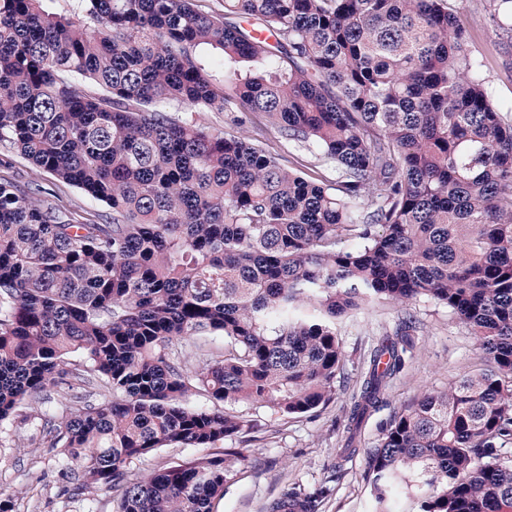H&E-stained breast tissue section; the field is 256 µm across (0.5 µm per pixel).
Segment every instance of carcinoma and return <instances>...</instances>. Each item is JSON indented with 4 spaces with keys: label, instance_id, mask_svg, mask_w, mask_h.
Instances as JSON below:
<instances>
[{
    "label": "carcinoma",
    "instance_id": "carcinoma-1",
    "mask_svg": "<svg viewBox=\"0 0 512 512\" xmlns=\"http://www.w3.org/2000/svg\"><path fill=\"white\" fill-rule=\"evenodd\" d=\"M0 0V145L105 203L92 222L0 181V424L61 380L112 400L43 413L73 494L122 485L116 512H214L238 448L129 478L159 448L302 415L336 394L337 326L378 302L448 305L491 366L429 389L367 450L373 512H512V104L450 0ZM217 50L202 59L197 50ZM173 103L261 114L336 169L319 183ZM224 338L186 370L184 336ZM404 348L373 351L348 430ZM83 358L82 368L71 362ZM192 392L216 404L185 406ZM317 512L294 487L270 512Z\"/></svg>",
    "mask_w": 512,
    "mask_h": 512
}]
</instances>
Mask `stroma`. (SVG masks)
<instances>
[{
	"label": "stroma",
	"mask_w": 512,
	"mask_h": 512,
	"mask_svg": "<svg viewBox=\"0 0 512 512\" xmlns=\"http://www.w3.org/2000/svg\"><path fill=\"white\" fill-rule=\"evenodd\" d=\"M456 5L472 48L485 59L487 81L499 100L511 103L512 34L497 26L487 0H456ZM247 131L269 153L286 157L290 168L305 171L318 181L334 183L336 173L331 166L308 151L293 149L265 119H257ZM1 178L54 189L79 218L106 209L105 204L55 181L2 145ZM407 314L414 316L418 328L407 338L404 364L382 403L365 419L356 436H349L347 413L371 351L383 338L395 336ZM338 333L345 354V383L338 386L326 406L288 417L267 408L248 409L252 429L215 445L213 452L219 456L230 447L246 449L249 460L225 484L224 496L216 501L214 512H268L270 503L290 487L307 493L325 490L319 512H373L366 451L376 444L382 426L426 389L445 387L448 381L486 365L476 339L456 323L448 307L425 297L414 301L406 311L379 305L355 313L339 325ZM111 397V390L98 382L80 394L61 384L50 388L46 399L29 401L13 420L0 425V493L8 498V512H114L120 488L71 496L56 449L26 444L39 433L46 406L62 410L79 406L84 399L97 402ZM201 455V450L194 448H161L132 460L126 472L129 477H140L159 468L188 464Z\"/></svg>",
	"instance_id": "1"
}]
</instances>
